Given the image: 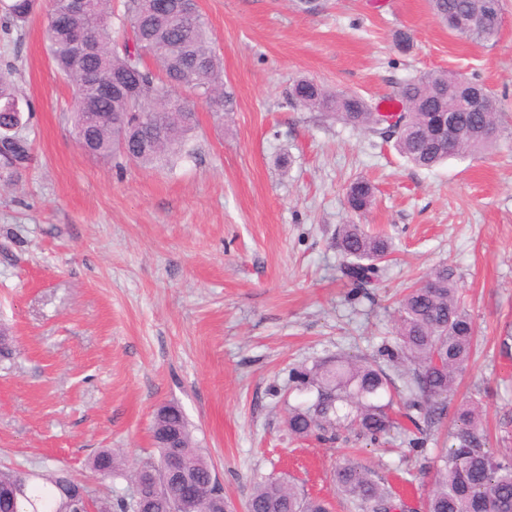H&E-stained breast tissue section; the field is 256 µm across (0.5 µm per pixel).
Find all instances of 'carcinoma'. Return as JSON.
<instances>
[{
  "label": "carcinoma",
  "mask_w": 512,
  "mask_h": 512,
  "mask_svg": "<svg viewBox=\"0 0 512 512\" xmlns=\"http://www.w3.org/2000/svg\"><path fill=\"white\" fill-rule=\"evenodd\" d=\"M434 14L457 33L455 19L474 15L481 19L463 34L466 39L496 42L501 29V0H429ZM5 15L14 24L28 23L41 9V0H8ZM66 0H50L46 43L60 74L73 86L75 100L70 121L77 144L86 153L110 158L119 167L125 160L145 166L168 167L188 152L198 128L196 105L182 99L181 88L192 90L217 112H229L224 92L223 66L211 49V32L202 14L191 22L151 13L148 0H127L125 20L135 34L129 45L112 38L110 0H94L91 9L70 19L64 27L55 18L65 13ZM153 64H148V61ZM453 74L430 70L401 82L397 89L403 112L390 114L355 93L325 89L302 78L293 82L288 103L327 112L354 129L394 141L400 155L422 168L448 159L489 151L503 129L499 100L483 83L469 80L465 90L481 92L486 111L459 106ZM22 100L10 68L0 69V107ZM456 107V128L443 132L448 108ZM135 128L139 138L119 145V133ZM23 111L0 110V178L13 181L32 159V145L23 134ZM374 200V187L365 179L352 181L347 203L355 213L366 212ZM336 250L343 258V273L352 296L371 299L367 287L383 271L381 259L390 253L387 238L371 234L359 224H343L336 231ZM429 284L414 286L397 307V336L379 354L402 369L403 384L396 386L376 360L347 354L303 367L291 382L311 399L288 407L286 425L293 439L314 437L333 443L343 432L372 444L400 425L411 424L408 444L421 448L440 420L452 416L451 445L434 467L425 512H512V454L488 448L480 428L481 408L475 400L448 413L459 380L477 348L472 317L456 288L454 270L434 268ZM177 434L182 463L206 485L192 512H221L224 488L212 464L195 448L189 424L174 405L154 415L152 437L158 457L128 461L109 450L97 453L91 467L102 480L115 476L143 485V497L112 498L90 492L91 505L100 512H173L179 489L164 470L168 456L162 437ZM339 493L357 512H401L392 485L371 470L347 459L334 471ZM0 485H20L21 494L0 499V512H61L76 482L59 471L30 474L0 469ZM249 512H328L326 503L297 490L290 482L264 477L254 482L247 500Z\"/></svg>",
  "instance_id": "1"
}]
</instances>
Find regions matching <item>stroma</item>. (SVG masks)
Returning <instances> with one entry per match:
<instances>
[{"instance_id": "stroma-1", "label": "stroma", "mask_w": 512, "mask_h": 512, "mask_svg": "<svg viewBox=\"0 0 512 512\" xmlns=\"http://www.w3.org/2000/svg\"><path fill=\"white\" fill-rule=\"evenodd\" d=\"M199 10L234 108L199 104L195 152L173 170L119 171L80 150L45 16L21 29L0 14V63L31 104L34 155L16 182H0V326L12 336L0 357V466L63 469L128 495L125 479L99 481L91 459L153 454L155 411L174 403L235 505L254 479L285 476L330 512H354L332 481L350 458L423 512L447 423L422 448L396 431L382 447L294 440L284 420L303 397L289 376L393 343L397 301L445 264L484 345L454 400L479 398L491 450H512V357L498 351L512 333V0L491 46L450 33L428 0H320L312 11L298 0H199ZM428 70L498 94L496 149L418 168L393 144L286 102L307 77L378 103ZM358 178L375 187L361 215L346 201ZM342 224L392 244L370 298H352L342 276Z\"/></svg>"}]
</instances>
